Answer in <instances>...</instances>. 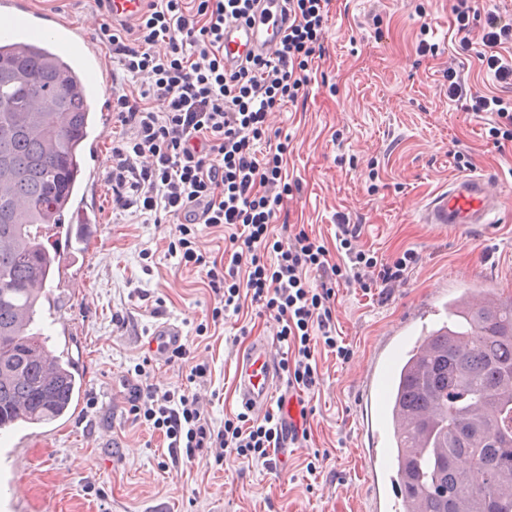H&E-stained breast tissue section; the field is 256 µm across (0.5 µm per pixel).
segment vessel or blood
Listing matches in <instances>:
<instances>
[{
    "label": "vessel or blood",
    "mask_w": 512,
    "mask_h": 512,
    "mask_svg": "<svg viewBox=\"0 0 512 512\" xmlns=\"http://www.w3.org/2000/svg\"><path fill=\"white\" fill-rule=\"evenodd\" d=\"M261 18L253 23L234 22L224 27V65L233 67L247 56L271 53L281 38L283 0H260ZM502 200L493 191V181L487 177L462 175L448 184L447 190L435 195L424 209L425 223L438 231L459 235L472 226L495 223ZM183 331L175 324L159 326L150 339L151 346L175 349L182 343ZM281 377L275 353L262 337L253 338L235 365L234 386L245 410H267L272 403L275 387ZM366 427H377L376 438L367 454L370 461L388 457L382 438L390 425L385 409L365 402L360 409Z\"/></svg>",
    "instance_id": "1"
}]
</instances>
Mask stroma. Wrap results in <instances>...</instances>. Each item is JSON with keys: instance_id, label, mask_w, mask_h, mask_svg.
Segmentation results:
<instances>
[{"instance_id": "stroma-1", "label": "stroma", "mask_w": 512, "mask_h": 512, "mask_svg": "<svg viewBox=\"0 0 512 512\" xmlns=\"http://www.w3.org/2000/svg\"><path fill=\"white\" fill-rule=\"evenodd\" d=\"M452 0H330L324 52L297 103L271 121L288 136L286 172L293 191L287 221L336 253L337 215L360 229L362 249L390 260L404 251L418 261L405 282L362 290L340 284L336 331L347 359L322 355L323 382L309 395V436L287 449L277 472L235 455L223 464L197 456L172 463L164 436L129 414L135 368L151 359V383L185 381L180 364L165 363L148 343L163 323L177 324L197 361L208 362L209 384L197 393L213 426L241 408L233 388L235 359L256 336L276 341L279 324L248 312L216 330L195 332L214 305L207 280L181 269L168 253L169 220L137 224L113 212L105 182L119 134L98 118L85 154L81 210L68 211L72 248L47 283L40 320L55 353H67L83 374L77 411L44 425L0 432V512H376L364 448L371 433L358 417L365 389L375 387L385 356L401 337L420 335L445 319V303L467 291L512 295V142L489 135L495 116L464 111L444 78L455 67L465 81L496 90L480 67L478 33L460 38ZM16 16L38 15L54 31L78 24L67 54L88 52L102 21L88 0H14ZM436 57L416 52L421 25ZM469 150L466 172L498 184L497 223L451 236L422 223L429 200L461 175L453 151ZM327 453L320 474L303 460Z\"/></svg>"}]
</instances>
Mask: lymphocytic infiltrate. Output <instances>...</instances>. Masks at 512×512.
<instances>
[{"label": "lymphocytic infiltrate", "mask_w": 512, "mask_h": 512, "mask_svg": "<svg viewBox=\"0 0 512 512\" xmlns=\"http://www.w3.org/2000/svg\"><path fill=\"white\" fill-rule=\"evenodd\" d=\"M288 24L279 46L235 69L224 66V25L249 20L257 0H149L132 24L103 23L99 42L112 53V120L119 136L112 146L106 182L115 210L175 220L168 245L179 266L204 273L217 298L210 324L240 315L251 304L280 326L285 351L281 370L289 389L314 392L320 384L318 353L346 357L336 337L339 281L371 289L402 282L413 251L382 261L357 247L359 229L338 216L336 239L346 264L332 262L326 248L306 232L280 223L291 185L284 174L287 141L271 128V114L295 101L308 82L306 71L322 53L330 0H285ZM458 33L480 26L481 64L500 92L468 84L448 68V95L468 112L497 116L489 134L512 141V16L490 0H454ZM229 229L223 261L198 245L201 227ZM264 251H257V244ZM168 362L184 360V386L164 390L134 384L130 413L162 431L172 452L194 458L210 450L215 464L233 454L277 470L282 448L307 438L301 420H288V401L260 419L240 413L214 428L204 415L196 386L211 377L208 364L171 350Z\"/></svg>", "instance_id": "obj_1"}]
</instances>
